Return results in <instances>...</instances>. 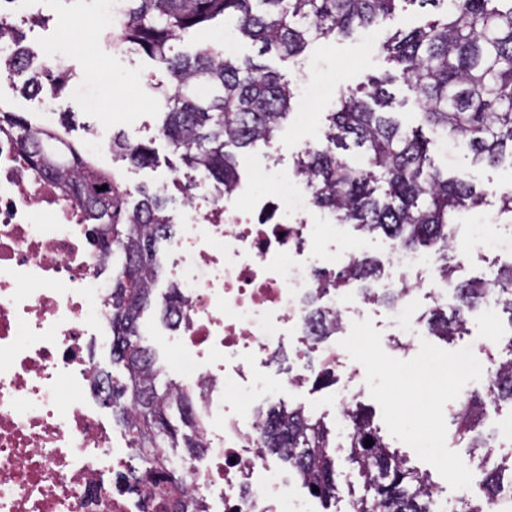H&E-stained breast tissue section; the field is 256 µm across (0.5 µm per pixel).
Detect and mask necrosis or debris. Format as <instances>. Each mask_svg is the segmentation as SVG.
Listing matches in <instances>:
<instances>
[{
	"instance_id": "4bbe7bcc",
	"label": "necrosis or debris",
	"mask_w": 512,
	"mask_h": 512,
	"mask_svg": "<svg viewBox=\"0 0 512 512\" xmlns=\"http://www.w3.org/2000/svg\"><path fill=\"white\" fill-rule=\"evenodd\" d=\"M187 201L181 235L169 243L167 271L183 303L164 324L189 365L178 383L199 392L206 453L196 486L206 512H311L279 467L257 448L261 405L283 403L313 373L316 353L331 377L336 417L345 419L361 388L336 344L308 346L280 387L263 380L275 354L303 327L316 268L346 269L357 249L325 256L300 214L311 205L297 177L255 167L247 187L224 192L202 173L174 174ZM77 201L31 169L14 137L0 132V512H167L130 477L135 456L116 432L94 385L93 348L112 335V260L93 245ZM447 278L431 255L391 251L376 281L399 292L384 314L394 343L412 347L425 318L416 293L435 304ZM347 336L355 316L374 303L347 287L323 297ZM236 405H229V396Z\"/></svg>"
}]
</instances>
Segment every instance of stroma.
<instances>
[{"instance_id":"35a3bbf8","label":"stroma","mask_w":512,"mask_h":512,"mask_svg":"<svg viewBox=\"0 0 512 512\" xmlns=\"http://www.w3.org/2000/svg\"><path fill=\"white\" fill-rule=\"evenodd\" d=\"M436 9H414L406 15L377 24L376 44H368L364 32H357L343 40H316L310 42L300 63L281 59L278 53L263 55L271 69L290 80L296 98L302 106H295L287 121L275 132L269 144L236 153L237 167L242 178H249L257 164H269L273 170L294 168L299 152L308 146L325 144V117L335 108L339 86L357 84L366 76L381 75L389 65L381 50L400 28L414 27L435 17ZM45 24L25 28L24 44L34 53H41L43 41L49 40L70 58L71 71L63 91L56 100V112L72 113L68 137L76 145H83L87 131L104 128L107 134H124L130 140L151 144L154 161L151 165L134 166L118 155H106L102 167L113 172L117 179L130 187L156 188L173 170H184L185 165L172 147L157 135L165 103L156 91L158 84H170L165 68L142 54L110 53L98 44L94 33L98 20L83 11L81 0H47ZM437 162L449 172L472 179L483 187L512 186V165L495 168L474 166L465 150L449 147L436 149ZM460 222L466 235L494 234L504 242L512 243V216L499 213L495 200L463 213ZM159 313L147 311L141 319V343L152 350L162 370L163 379L174 378L178 357L164 337L155 335ZM330 389L308 387L287 399L288 405H301L316 411L330 426L331 437L337 445L338 456H345L344 438L335 430V411L330 404Z\"/></svg>"}]
</instances>
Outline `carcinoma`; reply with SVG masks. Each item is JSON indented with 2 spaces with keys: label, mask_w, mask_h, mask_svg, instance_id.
<instances>
[{
  "label": "carcinoma",
  "mask_w": 512,
  "mask_h": 512,
  "mask_svg": "<svg viewBox=\"0 0 512 512\" xmlns=\"http://www.w3.org/2000/svg\"><path fill=\"white\" fill-rule=\"evenodd\" d=\"M442 0H124L122 21L112 30L118 49L141 52L162 65L175 83L166 99L159 134L186 166L230 189L239 179L236 156L229 147L248 149L268 142L288 118L294 94L290 82L253 58L231 59L224 47L200 42L192 54L174 52L173 41L197 39L209 23L222 18L259 45L258 55L275 49L281 57L300 59L309 41L347 38L395 16L403 5H438ZM445 16L409 31L398 30L382 51L415 92L422 126L408 128L395 113L387 90L390 78L369 76L357 88L342 87L322 149L307 148L296 172L312 188L313 204L335 214L339 224H354L366 234L381 233L395 244L435 254L440 273L458 271L454 242L459 213L484 202L487 192L450 176L436 164L432 140L422 127L465 146L472 163L489 167L512 159V0H452ZM63 77L43 66L27 78L32 92L59 89ZM0 128L23 144L30 167L55 176L94 225L100 248L112 253V382L107 404L112 421L127 429L142 472L159 475L158 451L203 447L200 419L189 413L195 395L177 384L159 381L148 351L140 344V319L156 307L165 315L181 297L171 287L156 298L161 258L158 245L169 238L167 199L145 188L128 206L133 192L109 177L71 145L59 129L36 130L21 114L0 111ZM365 153L353 166L337 150ZM112 152L132 164L151 161V149L124 137H112ZM112 189L99 190L102 185ZM379 261L361 256L343 275L316 272L317 294L307 314L311 342L332 333L337 315L319 307L321 295L345 287L346 279L370 289L380 275ZM494 296L512 326V264L487 280L473 277L456 283L457 305L435 309L427 320L429 335L449 340L464 332L477 304ZM503 359L493 360L487 385L450 412L454 443L467 451L490 448L480 431L486 405L512 403V336L497 343ZM353 424L346 462L361 483L354 512H431L432 484L426 474L407 465L384 443L370 414L360 406L348 411ZM374 444L365 446L366 440ZM258 448L276 455L324 509L336 503L337 458L330 430L301 406L272 408L265 414ZM512 480V467L488 473L485 501L501 483Z\"/></svg>",
  "instance_id": "carcinoma-1"
}]
</instances>
